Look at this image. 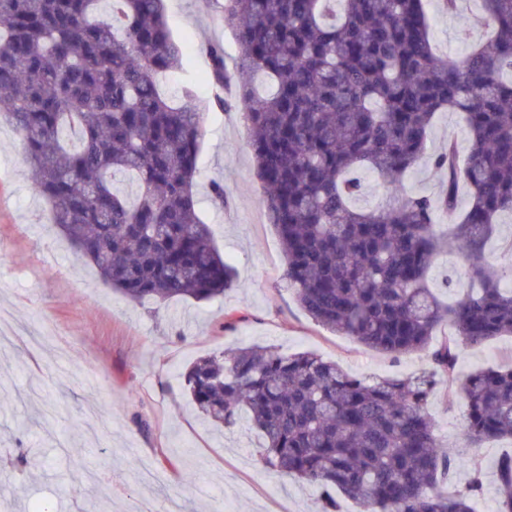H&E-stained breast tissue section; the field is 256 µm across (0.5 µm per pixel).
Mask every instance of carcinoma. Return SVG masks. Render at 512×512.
<instances>
[{
    "mask_svg": "<svg viewBox=\"0 0 512 512\" xmlns=\"http://www.w3.org/2000/svg\"><path fill=\"white\" fill-rule=\"evenodd\" d=\"M481 2L489 36L458 58L437 52L428 0H224L240 79L225 97L231 74L211 45L212 103L252 127L282 279L323 327L428 364L370 383L311 351L253 346L180 373L211 422L246 416L263 467L320 489L321 512H339L335 490L364 512H475L478 449L512 439V364L458 371L462 349L512 335V288L485 253L512 212V0ZM183 57L164 0H0V125L62 240L136 303L212 300L236 282L196 211L207 105L159 90ZM442 111L461 115L464 158L452 140L427 155ZM426 157L444 175L436 198L403 186ZM363 171L387 192L373 209L351 205ZM451 248L473 288L446 304L428 274ZM439 379L467 407L452 450L428 412ZM467 467L469 482L446 490ZM495 473L496 512H512V454Z\"/></svg>",
    "mask_w": 512,
    "mask_h": 512,
    "instance_id": "1",
    "label": "carcinoma"
}]
</instances>
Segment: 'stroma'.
I'll use <instances>...</instances> for the list:
<instances>
[{"mask_svg":"<svg viewBox=\"0 0 512 512\" xmlns=\"http://www.w3.org/2000/svg\"><path fill=\"white\" fill-rule=\"evenodd\" d=\"M428 10L440 51L464 55L484 35L477 0H465L458 15L435 2ZM165 12L186 51L184 76L207 98V45L222 44L230 64L238 54L218 0H167ZM199 162L197 208L239 286L207 302L139 304L78 261L54 224L39 222L17 136L0 130V306L11 309L20 331L0 349V379L14 390L0 401V503L7 512H128L144 499L156 512L173 501L181 512H320L317 488L262 468L260 437L249 423L225 428L199 417L178 370L202 355L269 344L288 354L314 352L370 379L426 369L418 354L370 349L333 334L300 307L281 277L284 255L253 174L247 125L212 109ZM212 179L228 188L227 207L211 205ZM50 245L57 263L45 270L39 259ZM228 310L243 316L232 331L224 328ZM511 361L512 336H504L464 349L459 370ZM465 411L459 391L437 385L429 413L448 440L460 435ZM511 451L507 440L480 448L478 512H494V465Z\"/></svg>","mask_w":512,"mask_h":512,"instance_id":"1","label":"stroma"}]
</instances>
